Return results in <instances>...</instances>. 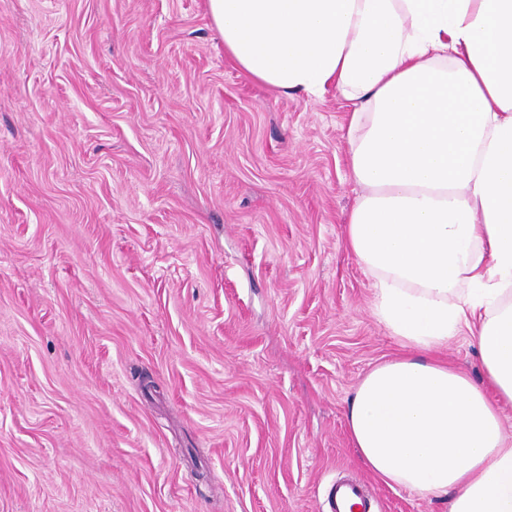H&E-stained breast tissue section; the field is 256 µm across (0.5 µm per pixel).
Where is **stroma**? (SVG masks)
I'll use <instances>...</instances> for the list:
<instances>
[{"label":"stroma","instance_id":"35a3bbf8","mask_svg":"<svg viewBox=\"0 0 512 512\" xmlns=\"http://www.w3.org/2000/svg\"><path fill=\"white\" fill-rule=\"evenodd\" d=\"M349 112L245 77L206 0H0V512H329L343 476L449 512L345 426L401 351L345 245Z\"/></svg>","mask_w":512,"mask_h":512}]
</instances>
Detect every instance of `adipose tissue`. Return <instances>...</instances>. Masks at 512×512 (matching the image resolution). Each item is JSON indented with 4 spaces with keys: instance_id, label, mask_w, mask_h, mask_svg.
<instances>
[{
    "instance_id": "adipose-tissue-1",
    "label": "adipose tissue",
    "mask_w": 512,
    "mask_h": 512,
    "mask_svg": "<svg viewBox=\"0 0 512 512\" xmlns=\"http://www.w3.org/2000/svg\"><path fill=\"white\" fill-rule=\"evenodd\" d=\"M224 54L284 93L353 102L348 250L404 355L359 382L362 463L450 512H512V0H208ZM478 346L487 387L438 358Z\"/></svg>"
}]
</instances>
